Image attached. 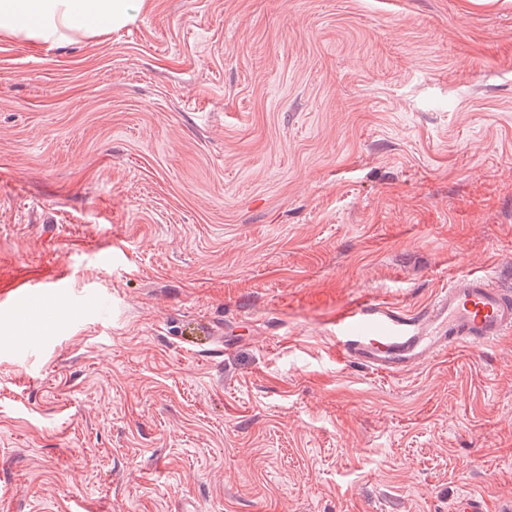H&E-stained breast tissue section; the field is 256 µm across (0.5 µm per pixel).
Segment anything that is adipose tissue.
<instances>
[{
	"label": "adipose tissue",
	"instance_id": "adipose-tissue-1",
	"mask_svg": "<svg viewBox=\"0 0 512 512\" xmlns=\"http://www.w3.org/2000/svg\"><path fill=\"white\" fill-rule=\"evenodd\" d=\"M143 0H0V36L61 41L102 37L130 22Z\"/></svg>",
	"mask_w": 512,
	"mask_h": 512
}]
</instances>
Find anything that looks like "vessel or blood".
<instances>
[{"label":"vessel or blood","instance_id":"vessel-or-blood-1","mask_svg":"<svg viewBox=\"0 0 512 512\" xmlns=\"http://www.w3.org/2000/svg\"><path fill=\"white\" fill-rule=\"evenodd\" d=\"M47 312L39 294L0 307V317L29 326ZM339 355L372 371L397 376L421 361L463 346L487 347L512 334V287L468 274L449 281L421 312L402 314L364 305L337 322Z\"/></svg>","mask_w":512,"mask_h":512}]
</instances>
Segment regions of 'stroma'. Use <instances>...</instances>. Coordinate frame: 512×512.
I'll return each instance as SVG.
<instances>
[{
    "mask_svg": "<svg viewBox=\"0 0 512 512\" xmlns=\"http://www.w3.org/2000/svg\"><path fill=\"white\" fill-rule=\"evenodd\" d=\"M512 283V0H145L0 37V512H512V335L390 377L360 303ZM0 316L6 320L25 321L29 324V329H33L43 318H56L57 313L55 310L46 311L39 294L26 290L21 301L2 306Z\"/></svg>",
    "mask_w": 512,
    "mask_h": 512,
    "instance_id": "35a3bbf8",
    "label": "stroma"
}]
</instances>
